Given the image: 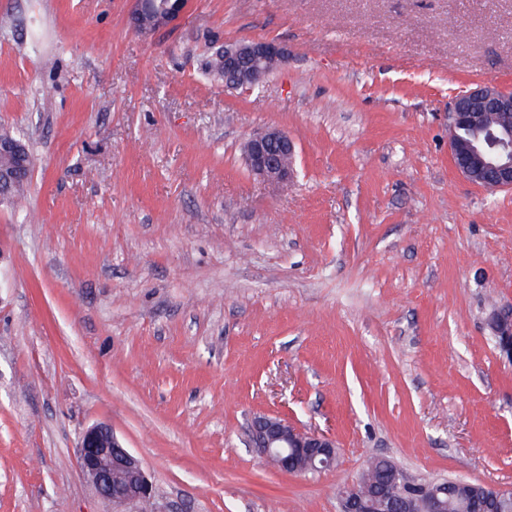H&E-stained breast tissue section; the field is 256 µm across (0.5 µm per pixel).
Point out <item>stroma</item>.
I'll return each instance as SVG.
<instances>
[{
    "label": "stroma",
    "mask_w": 512,
    "mask_h": 512,
    "mask_svg": "<svg viewBox=\"0 0 512 512\" xmlns=\"http://www.w3.org/2000/svg\"><path fill=\"white\" fill-rule=\"evenodd\" d=\"M271 39L258 87L204 71ZM512 92V0H190L151 36L129 0H0V128L33 159L0 201V512H113L83 479L104 423L159 512H341L386 457L512 487V189L463 177L453 101ZM278 128L293 180L243 146ZM277 415L333 468L259 462ZM293 141L278 129H267L254 134L246 146V162L251 172L273 187H284L292 180L294 170L283 162L292 156ZM499 327L494 326L497 347L512 361V308L496 310ZM253 448L266 461L289 475L304 474L308 470L322 471L331 468L336 460V441L322 432H306L290 426L279 417L259 415L249 425ZM282 448H295V455L307 460L304 468L293 467V458Z\"/></svg>",
    "instance_id": "1"
}]
</instances>
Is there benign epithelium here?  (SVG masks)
<instances>
[{
  "label": "benign epithelium",
  "instance_id": "1",
  "mask_svg": "<svg viewBox=\"0 0 512 512\" xmlns=\"http://www.w3.org/2000/svg\"><path fill=\"white\" fill-rule=\"evenodd\" d=\"M135 29L152 35L173 24L184 12L187 0H130ZM224 54V88H254L262 84L268 69L283 63L288 48L274 40L229 42L220 47ZM481 128L482 135L467 144L450 140V150L458 171L469 181L487 189L512 188V93L492 85L467 91L454 101L449 112V127ZM295 146L287 134L267 129L254 134L246 146V162L251 172L273 187H284L294 170L283 157L294 154ZM0 153L21 158V169L0 170V185L26 173L31 174L32 160L26 146L0 143ZM499 325L494 339L501 352L512 360V308L496 311ZM250 437L259 456L272 461L284 473L300 475L308 470L331 468L336 460V441L322 432L296 429L274 416L259 415L251 419ZM77 459L84 478L97 493L117 508L137 504L153 494L150 481L140 460L112 431L99 423L80 435ZM341 512H442L443 503L435 490L420 499H401L382 482L371 497L340 501Z\"/></svg>",
  "mask_w": 512,
  "mask_h": 512
}]
</instances>
